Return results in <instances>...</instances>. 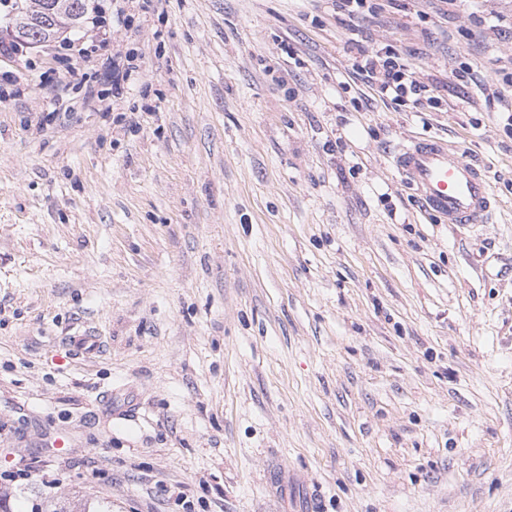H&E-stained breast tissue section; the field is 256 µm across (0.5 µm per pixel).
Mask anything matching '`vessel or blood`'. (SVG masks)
<instances>
[{"label":"vessel or blood","instance_id":"1","mask_svg":"<svg viewBox=\"0 0 512 512\" xmlns=\"http://www.w3.org/2000/svg\"><path fill=\"white\" fill-rule=\"evenodd\" d=\"M392 165L425 210L444 223L483 224L497 206L486 170L466 159L462 142L413 138L397 147Z\"/></svg>","mask_w":512,"mask_h":512}]
</instances>
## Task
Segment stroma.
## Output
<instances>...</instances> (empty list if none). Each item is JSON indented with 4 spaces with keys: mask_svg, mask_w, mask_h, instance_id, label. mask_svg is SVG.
Wrapping results in <instances>:
<instances>
[{
    "mask_svg": "<svg viewBox=\"0 0 512 512\" xmlns=\"http://www.w3.org/2000/svg\"><path fill=\"white\" fill-rule=\"evenodd\" d=\"M97 2L112 34L91 60L0 56V495L512 512V127L491 90L512 73V0H376L362 19L332 0H125L122 22ZM381 44L438 107L355 75ZM127 48L140 77L116 94L101 61ZM409 136L487 167L489 223L424 211L391 165ZM86 330L104 350H72ZM120 388L127 420L105 402Z\"/></svg>",
    "mask_w": 512,
    "mask_h": 512,
    "instance_id": "35a3bbf8",
    "label": "stroma"
}]
</instances>
